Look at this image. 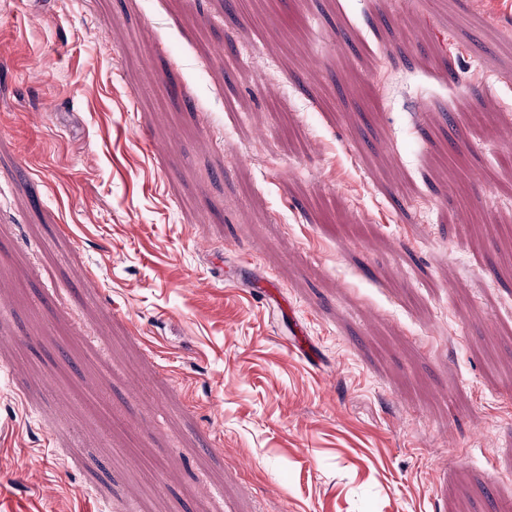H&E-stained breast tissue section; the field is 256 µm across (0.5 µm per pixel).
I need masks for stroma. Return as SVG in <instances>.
<instances>
[{
    "mask_svg": "<svg viewBox=\"0 0 512 512\" xmlns=\"http://www.w3.org/2000/svg\"><path fill=\"white\" fill-rule=\"evenodd\" d=\"M238 2L0 0V512H512V0Z\"/></svg>",
    "mask_w": 512,
    "mask_h": 512,
    "instance_id": "1",
    "label": "stroma"
}]
</instances>
